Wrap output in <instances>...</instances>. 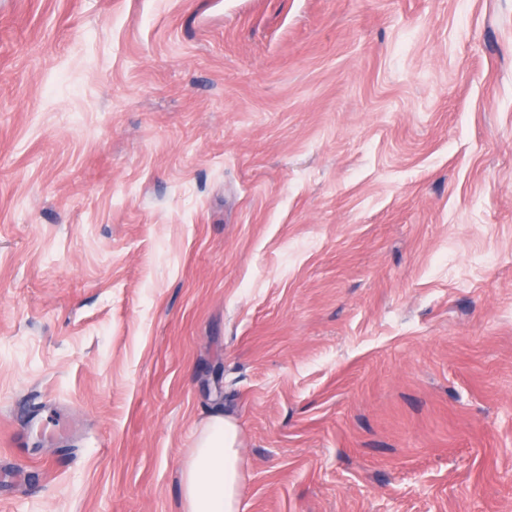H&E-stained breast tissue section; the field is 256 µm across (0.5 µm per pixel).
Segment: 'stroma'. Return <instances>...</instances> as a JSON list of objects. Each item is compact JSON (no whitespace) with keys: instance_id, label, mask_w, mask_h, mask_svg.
<instances>
[{"instance_id":"obj_1","label":"stroma","mask_w":512,"mask_h":512,"mask_svg":"<svg viewBox=\"0 0 512 512\" xmlns=\"http://www.w3.org/2000/svg\"><path fill=\"white\" fill-rule=\"evenodd\" d=\"M512 512V0H0V512ZM242 446L233 417L215 414L201 425L181 471L185 512H241Z\"/></svg>"}]
</instances>
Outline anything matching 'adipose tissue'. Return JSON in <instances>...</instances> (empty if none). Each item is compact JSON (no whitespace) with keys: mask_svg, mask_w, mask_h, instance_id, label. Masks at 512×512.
Returning <instances> with one entry per match:
<instances>
[{"mask_svg":"<svg viewBox=\"0 0 512 512\" xmlns=\"http://www.w3.org/2000/svg\"><path fill=\"white\" fill-rule=\"evenodd\" d=\"M242 446L233 417L215 414L201 425L181 471L185 512H241Z\"/></svg>","mask_w":512,"mask_h":512,"instance_id":"1","label":"adipose tissue"}]
</instances>
